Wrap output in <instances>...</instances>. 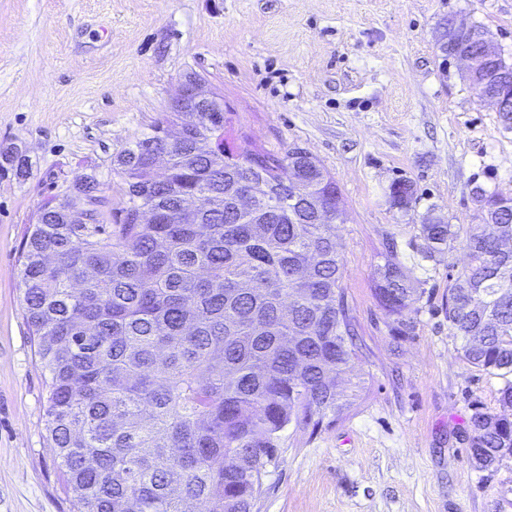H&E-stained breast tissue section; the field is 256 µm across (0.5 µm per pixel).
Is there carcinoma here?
Listing matches in <instances>:
<instances>
[{
  "label": "carcinoma",
  "instance_id": "carcinoma-1",
  "mask_svg": "<svg viewBox=\"0 0 512 512\" xmlns=\"http://www.w3.org/2000/svg\"><path fill=\"white\" fill-rule=\"evenodd\" d=\"M175 126L178 144L157 135ZM205 113L166 112L121 151L115 169L126 206L115 224H78L99 183L40 211L22 250L20 287L48 372V431L74 512H252L283 432L315 434L344 415L363 381L336 385L357 355L336 250V224H317L312 202L339 187L323 167L305 172L297 206L284 194L245 212L238 166L288 182L290 152L240 149L217 157ZM391 194L415 201L409 181ZM464 235L440 216L418 225L424 252L463 237L469 263L448 297L464 358L504 379L512 407V207ZM390 315L417 302L394 251L375 271ZM470 447L485 467L512 448V419H471Z\"/></svg>",
  "mask_w": 512,
  "mask_h": 512
}]
</instances>
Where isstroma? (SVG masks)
<instances>
[{
  "label": "stroma",
  "instance_id": "1",
  "mask_svg": "<svg viewBox=\"0 0 512 512\" xmlns=\"http://www.w3.org/2000/svg\"><path fill=\"white\" fill-rule=\"evenodd\" d=\"M482 26L512 61V0H0V512H73L47 431L48 373L19 289L41 207L82 178L101 223L123 208L115 156L169 111L187 73L224 99L240 148L306 149L336 180V243L360 350L361 399L315 435L285 430L253 512H512V457L470 455L475 410L503 413V379L468 363L448 321L462 242L425 256L428 214L480 221L471 190L512 197V125L436 45L440 23ZM411 181L416 201L389 192ZM421 299L387 314V243Z\"/></svg>",
  "mask_w": 512,
  "mask_h": 512
}]
</instances>
